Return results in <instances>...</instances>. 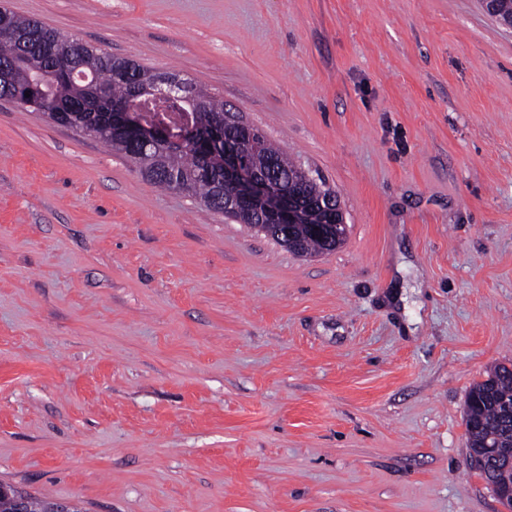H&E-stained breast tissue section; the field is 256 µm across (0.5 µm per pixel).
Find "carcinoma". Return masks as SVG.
Masks as SVG:
<instances>
[{
	"instance_id": "carcinoma-1",
	"label": "carcinoma",
	"mask_w": 512,
	"mask_h": 512,
	"mask_svg": "<svg viewBox=\"0 0 512 512\" xmlns=\"http://www.w3.org/2000/svg\"><path fill=\"white\" fill-rule=\"evenodd\" d=\"M0 67L10 68L9 80L0 81V98L18 102L25 110L39 112L49 120L58 121L57 111L70 108L67 119L70 127L93 136L131 160L141 175L166 190L194 197L206 209L222 213L224 203L237 196L234 185L224 182V166L218 159L198 150L191 144L183 146L160 142L145 152L136 149L132 140L112 123L113 108L141 107L150 121L171 123L169 115L178 113L182 121L209 130L220 126L224 118V101L192 85L188 100H147L137 95V86H145L156 77L154 71L141 67L138 74L124 78L116 73L118 58L91 47L80 40L63 35L36 21L21 19L0 7ZM57 44L55 64L74 67L83 56L96 55L94 75L88 82L54 79L48 72L41 40ZM261 150L248 152L242 160L261 172L269 161H274L279 172L289 175L296 164L273 147L265 134H260ZM290 231L303 242L304 256L324 253L321 237L307 224H294ZM512 402V367L496 365L486 373V379L469 390L465 424L469 447L481 448L488 437L512 440V415L507 405ZM488 482L501 488L512 486V463L486 462L479 468ZM23 494L29 498L31 512H53L56 501L38 497L28 491L12 487L10 494L0 495V512H14L13 498Z\"/></svg>"
}]
</instances>
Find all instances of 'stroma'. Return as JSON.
I'll use <instances>...</instances> for the list:
<instances>
[{
	"label": "stroma",
	"instance_id": "stroma-1",
	"mask_svg": "<svg viewBox=\"0 0 512 512\" xmlns=\"http://www.w3.org/2000/svg\"><path fill=\"white\" fill-rule=\"evenodd\" d=\"M223 98L348 233L301 257L0 98V484L84 512H504L512 30L479 0H0ZM486 376L470 388L467 397L465 424L470 448H483L490 436L512 440V415L506 408L512 402V367L495 365ZM498 439L482 449V461H512V446L503 448ZM481 471L488 483H496L500 488L492 486L494 493L500 502L505 507V512L512 511V491L506 489L510 485L512 486V463L505 461H487L481 468H477Z\"/></svg>",
	"mask_w": 512,
	"mask_h": 512
}]
</instances>
